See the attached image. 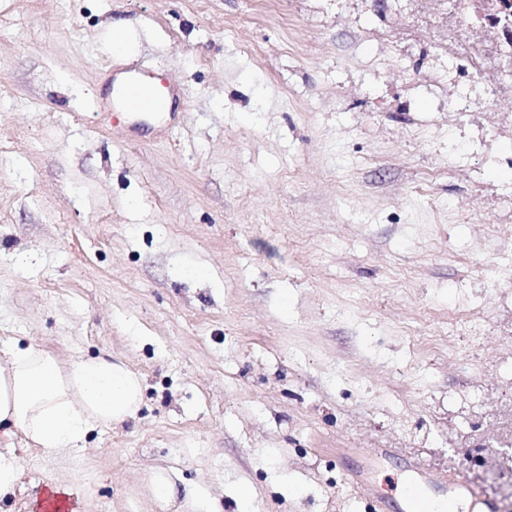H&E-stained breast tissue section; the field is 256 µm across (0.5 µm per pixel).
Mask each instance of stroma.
Returning a JSON list of instances; mask_svg holds the SVG:
<instances>
[{
	"label": "stroma",
	"instance_id": "35a3bbf8",
	"mask_svg": "<svg viewBox=\"0 0 512 512\" xmlns=\"http://www.w3.org/2000/svg\"><path fill=\"white\" fill-rule=\"evenodd\" d=\"M131 37L110 49L114 23ZM485 49L478 62L462 47ZM138 67L169 116L100 110ZM512 53L469 0H0V348L109 354L128 421L22 434L0 512H375L454 471L512 512ZM149 489L156 501L164 506L170 505L175 498V483L166 471L153 470L148 478Z\"/></svg>",
	"mask_w": 512,
	"mask_h": 512
}]
</instances>
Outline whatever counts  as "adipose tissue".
<instances>
[{
	"mask_svg": "<svg viewBox=\"0 0 512 512\" xmlns=\"http://www.w3.org/2000/svg\"><path fill=\"white\" fill-rule=\"evenodd\" d=\"M0 361V432H21L36 447L64 459L88 434L136 414L142 378L111 356L60 361L36 346L6 347Z\"/></svg>",
	"mask_w": 512,
	"mask_h": 512,
	"instance_id": "adipose-tissue-1",
	"label": "adipose tissue"
}]
</instances>
